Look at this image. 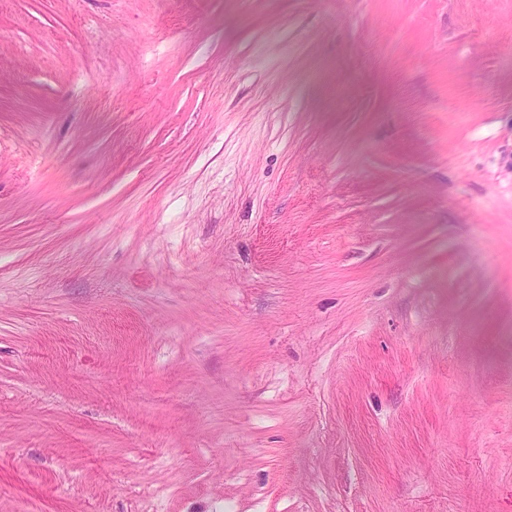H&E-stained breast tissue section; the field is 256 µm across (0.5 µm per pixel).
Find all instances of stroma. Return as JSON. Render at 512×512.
Instances as JSON below:
<instances>
[{"mask_svg":"<svg viewBox=\"0 0 512 512\" xmlns=\"http://www.w3.org/2000/svg\"><path fill=\"white\" fill-rule=\"evenodd\" d=\"M0 512H512V0H0Z\"/></svg>","mask_w":512,"mask_h":512,"instance_id":"stroma-1","label":"stroma"}]
</instances>
